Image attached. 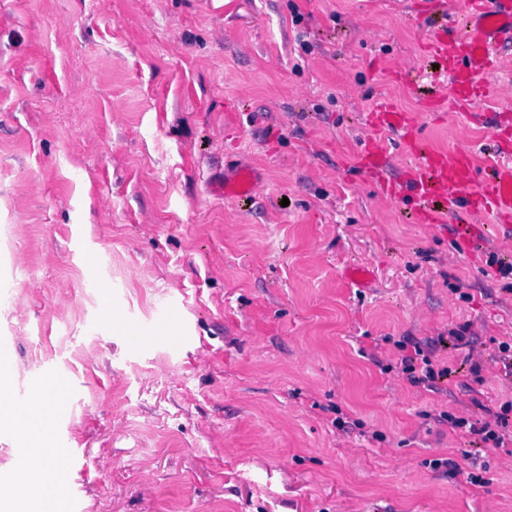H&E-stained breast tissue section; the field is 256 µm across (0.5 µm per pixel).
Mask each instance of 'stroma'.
Segmentation results:
<instances>
[{
    "instance_id": "obj_1",
    "label": "stroma",
    "mask_w": 512,
    "mask_h": 512,
    "mask_svg": "<svg viewBox=\"0 0 512 512\" xmlns=\"http://www.w3.org/2000/svg\"><path fill=\"white\" fill-rule=\"evenodd\" d=\"M458 0H0V383L37 388L85 465L96 512H512V456L464 448L434 422L512 395L497 343L512 293L453 225L410 222L358 167L377 137L387 176L408 161L364 122L387 98L426 145L484 132L426 111L396 73L421 61L432 7ZM265 176L240 204L207 193L221 162ZM289 206H282V199ZM104 252L83 292L76 232ZM364 263L359 285L343 274ZM468 300H461V293ZM171 298L183 321L159 318ZM187 324L191 343L171 348ZM138 326L144 347H124ZM477 335L474 349L447 333ZM404 336L439 338L457 400L411 386ZM74 391L57 405L55 388ZM360 422L332 425V406ZM384 438L371 440L373 431Z\"/></svg>"
}]
</instances>
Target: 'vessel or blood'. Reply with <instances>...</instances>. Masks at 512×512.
<instances>
[{
  "instance_id": "obj_1",
  "label": "vessel or blood",
  "mask_w": 512,
  "mask_h": 512,
  "mask_svg": "<svg viewBox=\"0 0 512 512\" xmlns=\"http://www.w3.org/2000/svg\"><path fill=\"white\" fill-rule=\"evenodd\" d=\"M461 21L447 25L430 20L423 52L436 64V78L449 82L450 98L430 100L428 109L459 117L464 108L485 99L492 91L488 77L499 63L500 49L512 44V0H463ZM372 126L394 132L405 147L410 163L400 179L386 180L387 155L375 139L362 145L358 164L367 174L380 177L382 191L391 199H408L418 223L438 224L449 215L462 217L458 243L470 255H480L494 232L512 231V114L498 112L486 122L485 144L498 164L478 169L473 150L455 147L442 152L422 150L418 125L390 102H381ZM264 187L259 172L235 165L214 177L209 189L215 197L249 198ZM44 406L38 394L20 392L0 396V413L28 420L40 417ZM47 437L61 447L45 457L42 447H29L14 470L0 473V496L8 499L12 512H29L27 488L46 477L62 487L58 512H94L82 488L71 480L74 458L64 450L66 428L57 420L45 424Z\"/></svg>"
}]
</instances>
